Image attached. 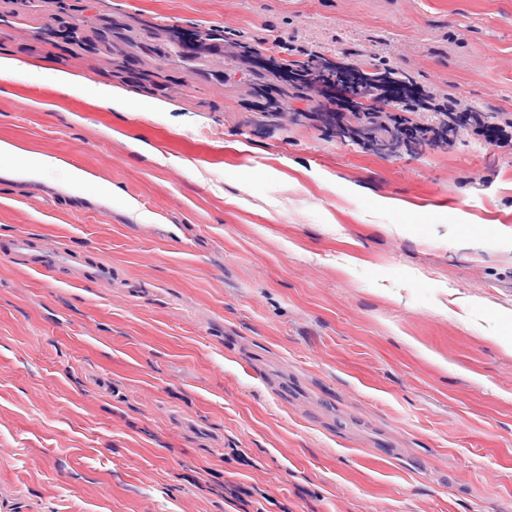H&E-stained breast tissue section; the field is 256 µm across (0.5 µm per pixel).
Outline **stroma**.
Segmentation results:
<instances>
[{
  "label": "stroma",
  "mask_w": 512,
  "mask_h": 512,
  "mask_svg": "<svg viewBox=\"0 0 512 512\" xmlns=\"http://www.w3.org/2000/svg\"><path fill=\"white\" fill-rule=\"evenodd\" d=\"M130 34L137 104L46 70L112 78L43 31ZM370 53L483 112L512 113V0H0V140L112 184L0 177V242L112 268L36 273L0 252V512H512V142L458 136L386 157L326 131L314 95L278 124L257 77L191 34ZM139 141L171 161L131 149ZM134 199L130 213L125 199ZM47 80L61 96L81 94L100 110L134 112L130 94L120 87L102 83L85 87L79 85L72 74L63 70L49 71Z\"/></svg>",
  "instance_id": "stroma-1"
}]
</instances>
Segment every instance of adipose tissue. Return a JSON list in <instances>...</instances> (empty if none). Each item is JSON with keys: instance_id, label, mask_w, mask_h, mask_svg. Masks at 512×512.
I'll return each instance as SVG.
<instances>
[{"instance_id": "ef3b65f1", "label": "adipose tissue", "mask_w": 512, "mask_h": 512, "mask_svg": "<svg viewBox=\"0 0 512 512\" xmlns=\"http://www.w3.org/2000/svg\"><path fill=\"white\" fill-rule=\"evenodd\" d=\"M47 80L56 93L63 96L83 95L98 109L115 112H128L132 109L129 93L120 87L102 83L85 87L79 85L72 74L63 70L49 71ZM56 173L62 175L63 186L71 193L80 194L92 186L102 198L112 196L110 184L99 182L93 174L65 160L0 141V176L27 182L41 181Z\"/></svg>"}]
</instances>
